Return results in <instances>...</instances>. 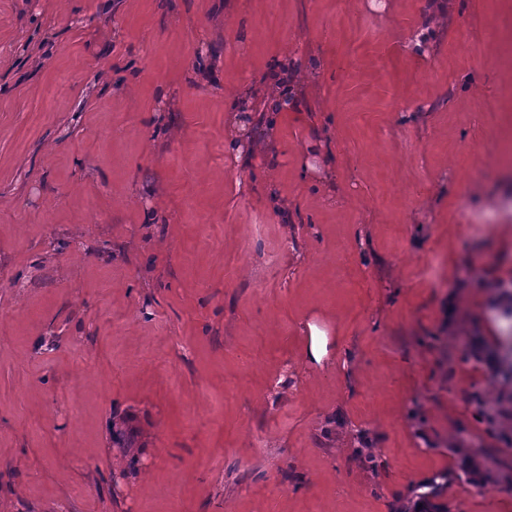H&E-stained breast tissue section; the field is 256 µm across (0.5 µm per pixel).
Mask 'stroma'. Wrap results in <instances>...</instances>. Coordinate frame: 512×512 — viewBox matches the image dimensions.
Returning a JSON list of instances; mask_svg holds the SVG:
<instances>
[{"instance_id": "obj_1", "label": "stroma", "mask_w": 512, "mask_h": 512, "mask_svg": "<svg viewBox=\"0 0 512 512\" xmlns=\"http://www.w3.org/2000/svg\"><path fill=\"white\" fill-rule=\"evenodd\" d=\"M434 2L0 0V512H512V0ZM308 343L306 357L313 364H322L329 354V338L325 329L312 322L307 323Z\"/></svg>"}]
</instances>
